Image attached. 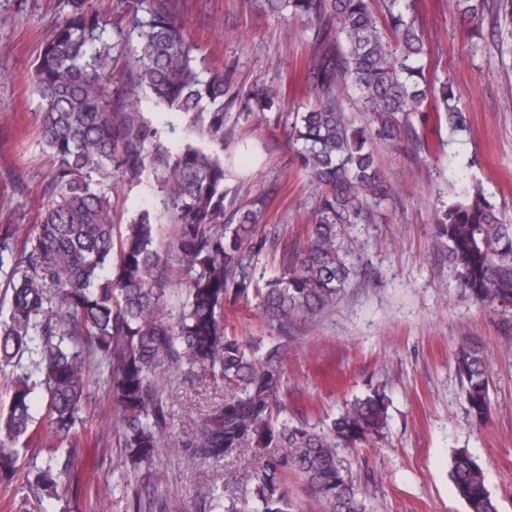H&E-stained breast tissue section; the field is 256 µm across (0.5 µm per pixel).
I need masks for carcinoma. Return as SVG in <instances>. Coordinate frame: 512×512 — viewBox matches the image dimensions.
I'll return each mask as SVG.
<instances>
[{"label":"carcinoma","mask_w":512,"mask_h":512,"mask_svg":"<svg viewBox=\"0 0 512 512\" xmlns=\"http://www.w3.org/2000/svg\"><path fill=\"white\" fill-rule=\"evenodd\" d=\"M264 12L299 25L313 54L307 81L315 103L294 113L288 137L310 181L320 189L306 225L307 243L279 276L252 287L248 271L258 210L239 205L225 185L217 151L231 111L250 117L279 100L274 83L256 84L224 100L228 73L197 68L200 46L178 21L171 0H118L136 39L112 40L114 22L95 0H66L34 68L39 135L53 163L47 201L34 234L0 242V269L11 266L9 317L0 321V372L28 358L29 371L11 376L0 413V481L17 470L13 443L36 433L32 394L43 387L45 418L56 441L43 447L44 465L30 484L60 501L67 477L58 467L83 451L72 443L89 395V368L107 370L108 399L121 423L124 470L152 481L167 401L156 370L168 362L185 378L201 369L224 385V402L197 424L191 461L250 453L260 460L245 475L252 512H301L288 476L319 512H368L339 452L388 434L385 393L372 389L345 401L320 426L280 418L285 403L283 361L288 341L244 344L224 328V304L254 292L270 321L328 317L356 273L344 235L368 224L394 188L379 168L373 144L398 145L413 117L435 114L452 130L468 118L449 77L430 72L431 51L416 0H261ZM480 31L478 0H452ZM369 116L355 126L344 98ZM178 112L206 141L172 153L145 118L144 104ZM152 170L163 205L178 227L160 250L150 212L116 223L112 184L137 183ZM432 223L448 265L477 303L512 311V224L484 189L465 188L434 211ZM187 300L168 306L171 261ZM467 410L489 417V375L480 351L462 346L455 359ZM449 476L469 512H499L485 473L467 448L454 450ZM209 512H245L211 487ZM132 512H169L167 501L136 499Z\"/></svg>","instance_id":"1"}]
</instances>
